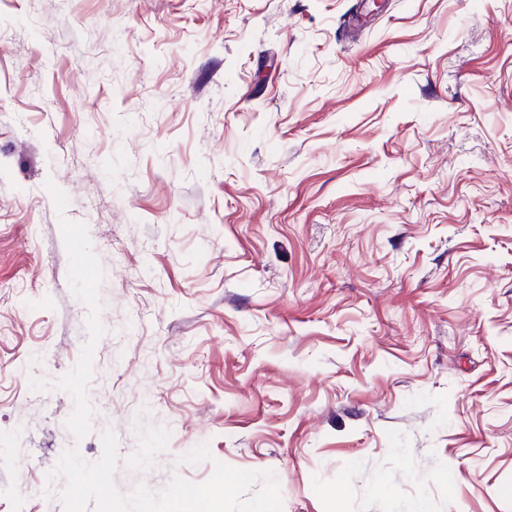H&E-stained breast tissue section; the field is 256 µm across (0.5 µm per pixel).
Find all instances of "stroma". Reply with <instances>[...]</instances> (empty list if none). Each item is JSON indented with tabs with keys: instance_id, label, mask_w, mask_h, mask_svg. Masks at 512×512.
<instances>
[{
	"instance_id": "35a3bbf8",
	"label": "stroma",
	"mask_w": 512,
	"mask_h": 512,
	"mask_svg": "<svg viewBox=\"0 0 512 512\" xmlns=\"http://www.w3.org/2000/svg\"><path fill=\"white\" fill-rule=\"evenodd\" d=\"M149 426L121 492L512 512V0H0V512Z\"/></svg>"
}]
</instances>
